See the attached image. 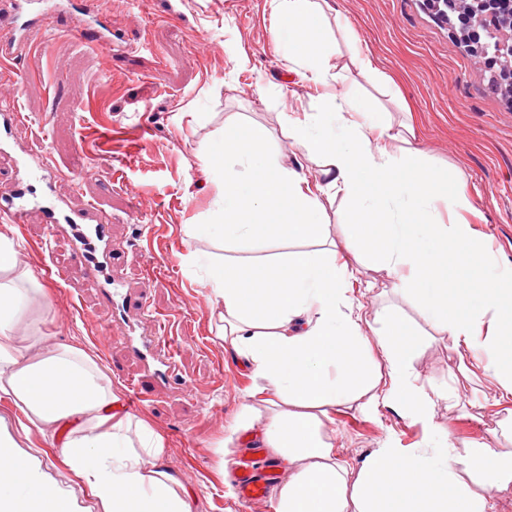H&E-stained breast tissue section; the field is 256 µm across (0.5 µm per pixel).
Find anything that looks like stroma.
Returning a JSON list of instances; mask_svg holds the SVG:
<instances>
[{
  "label": "stroma",
  "mask_w": 512,
  "mask_h": 512,
  "mask_svg": "<svg viewBox=\"0 0 512 512\" xmlns=\"http://www.w3.org/2000/svg\"><path fill=\"white\" fill-rule=\"evenodd\" d=\"M328 18H341L337 64L357 43L372 64L395 76L397 88L362 83L358 91L383 112L394 130L413 126V144L432 167L458 169L477 211L474 227L488 236L500 262L512 264V102L489 92L486 66L449 28L438 25L420 0H327ZM112 32L128 49L115 58L76 40L61 39L41 50L32 33L17 69L24 77L21 105L29 117L16 140L24 152L48 151L71 205H95L112 224V240L129 280L146 260L168 268L147 291L157 316L171 317L178 382L158 387L143 408L166 442L165 464L190 492L192 512H232L234 488L221 475L218 448L232 438L234 456L263 445L260 430L232 434L255 385L215 334L204 273L195 253L217 244L189 239L187 224L208 222L216 185L203 173V149L226 118L264 128L272 148L296 164L302 155L288 136L287 117L308 106L310 89L288 72L281 57L270 0H108ZM326 237L281 239L250 252H228L249 262L273 254L336 246L344 249L347 208L342 198L326 206ZM0 233L21 236V262L51 296L24 315L34 335L51 342L82 344L111 377L118 392L143 366L127 353L123 336L109 345L98 337L114 309L85 278L67 236L49 240L38 216L24 224H1ZM59 266L65 280L46 271ZM363 313L392 307L417 328L420 346L411 371L432 401L435 420L447 430L450 456L471 444L512 448L506 404L497 402L480 356L464 360V391L448 396V336L437 329L408 294L381 284L361 296ZM24 417L0 395V435L35 455L45 483L63 493L71 512H97L59 455L63 434L23 431ZM326 431L336 453L358 464L388 439L419 450L427 440L420 424L397 406L363 412L350 401L331 408Z\"/></svg>",
  "instance_id": "35a3bbf8"
}]
</instances>
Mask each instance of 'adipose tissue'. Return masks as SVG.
Here are the masks:
<instances>
[{
  "mask_svg": "<svg viewBox=\"0 0 512 512\" xmlns=\"http://www.w3.org/2000/svg\"><path fill=\"white\" fill-rule=\"evenodd\" d=\"M289 72L312 84L302 117L288 134L317 173L288 166L260 127L234 118L205 149V175L219 181L211 219L193 237L250 251L281 238L316 240L325 201L343 198L350 213L345 251L277 254L247 266L206 260L218 337L244 361L257 392L275 397L271 416L249 408L234 432L261 427L286 478L275 512H491L462 483L457 467L512 487V448L473 444L462 463L449 456L448 433L410 368L416 331L394 310L367 319L350 295L362 267L374 264L394 290L410 294L447 332L450 357L485 355L501 397L512 396V267L500 265L490 240L467 216L474 206L462 176L428 167L403 133L354 92L334 84L358 74L384 76L370 59L334 63L323 0H272ZM444 206L449 223L434 220ZM22 243L0 233V393L41 433L65 431L60 450L99 512H191L190 495L164 466L165 440L144 415L117 410L120 396L98 361L75 345L30 336L24 307L47 299ZM360 401L374 414L397 403L437 441L432 452L386 441L360 465L338 459L324 420L330 407ZM0 512H65L43 494L44 481L14 439L0 437Z\"/></svg>",
  "mask_w": 512,
  "mask_h": 512,
  "instance_id": "ef3b65f1",
  "label": "adipose tissue"
}]
</instances>
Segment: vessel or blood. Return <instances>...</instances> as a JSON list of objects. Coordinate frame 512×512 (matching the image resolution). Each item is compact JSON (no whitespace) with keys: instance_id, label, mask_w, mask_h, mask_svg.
<instances>
[{"instance_id":"1","label":"vessel or blood","mask_w":512,"mask_h":512,"mask_svg":"<svg viewBox=\"0 0 512 512\" xmlns=\"http://www.w3.org/2000/svg\"><path fill=\"white\" fill-rule=\"evenodd\" d=\"M107 6L99 0L97 10L87 13L84 0H0V71L14 69L19 56L15 45L27 41L32 30L42 31L44 36L56 39L77 36L94 50L114 52L117 43L112 37V27L106 20ZM64 14H81L85 20L79 28H60L58 19ZM26 116L20 106L0 103V154L10 150L13 127L23 125ZM25 175L0 189V222L25 223L32 210H42L50 234H58V211H65L63 220L69 225L67 235L79 259L85 276L105 292L107 298L120 299L124 311L146 313L148 309L145 290L134 291L119 276L118 266L111 248V226L97 220L94 207L80 211H66L65 199L54 192L58 179L48 156L23 159ZM44 188V196H37V188ZM142 347L151 352L152 360L142 376L127 382L126 403L138 407L151 398L153 387L158 383H173L172 354L162 336L143 340ZM230 469L233 473L237 500L241 503L268 499L277 486L279 474L276 464L265 459L240 457Z\"/></svg>"}]
</instances>
